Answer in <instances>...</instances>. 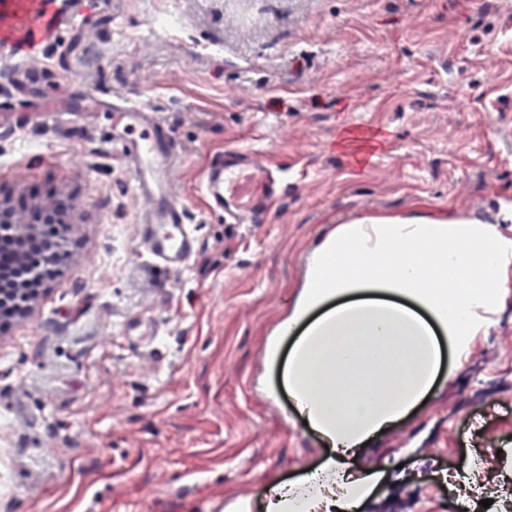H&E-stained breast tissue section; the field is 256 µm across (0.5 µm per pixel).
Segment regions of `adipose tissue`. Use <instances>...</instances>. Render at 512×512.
Listing matches in <instances>:
<instances>
[{
  "instance_id": "obj_1",
  "label": "adipose tissue",
  "mask_w": 512,
  "mask_h": 512,
  "mask_svg": "<svg viewBox=\"0 0 512 512\" xmlns=\"http://www.w3.org/2000/svg\"><path fill=\"white\" fill-rule=\"evenodd\" d=\"M465 280L475 289L460 292ZM511 284L512 226L455 216L336 226L266 350L299 413L331 447L300 482L308 512L335 507L328 483L356 503L369 495L378 475H347L345 460L445 380L444 346L461 353L489 335Z\"/></svg>"
}]
</instances>
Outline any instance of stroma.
<instances>
[{
	"instance_id": "1",
	"label": "stroma",
	"mask_w": 512,
	"mask_h": 512,
	"mask_svg": "<svg viewBox=\"0 0 512 512\" xmlns=\"http://www.w3.org/2000/svg\"><path fill=\"white\" fill-rule=\"evenodd\" d=\"M94 21L34 56L0 46V208L70 205L56 277L0 330V512H265L268 482L330 453L262 389L309 254L356 218L512 214V0H112ZM59 91L67 111L31 112ZM116 98L182 158L170 181L200 235L184 272L138 255ZM231 147L284 179L263 223L197 192ZM496 319L350 457L381 475L361 512H477L441 475L512 449V288Z\"/></svg>"
}]
</instances>
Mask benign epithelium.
Listing matches in <instances>:
<instances>
[{
  "label": "benign epithelium",
  "mask_w": 512,
  "mask_h": 512,
  "mask_svg": "<svg viewBox=\"0 0 512 512\" xmlns=\"http://www.w3.org/2000/svg\"><path fill=\"white\" fill-rule=\"evenodd\" d=\"M68 204L61 202L51 208L32 210L25 221L18 222L0 211V246L18 252V259L0 273V302L14 306L18 313L28 315L34 298L27 295L25 285L41 279L45 271L58 263L65 242L55 238H42L38 229L43 224L64 225Z\"/></svg>",
  "instance_id": "7a95c632"
}]
</instances>
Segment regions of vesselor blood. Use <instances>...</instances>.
I'll list each match as a JSON object with an SVG mask.
<instances>
[{
    "label": "vessel or blood",
    "instance_id": "1",
    "mask_svg": "<svg viewBox=\"0 0 512 512\" xmlns=\"http://www.w3.org/2000/svg\"><path fill=\"white\" fill-rule=\"evenodd\" d=\"M112 109L124 122L112 139L133 167L141 204L140 253L152 264L183 270L198 251L199 236L170 190L169 174L179 159L176 146L149 108L116 101ZM197 190L209 211L236 224H252L279 198L282 181L277 169L257 152L235 148L216 154L201 170Z\"/></svg>",
    "mask_w": 512,
    "mask_h": 512
}]
</instances>
